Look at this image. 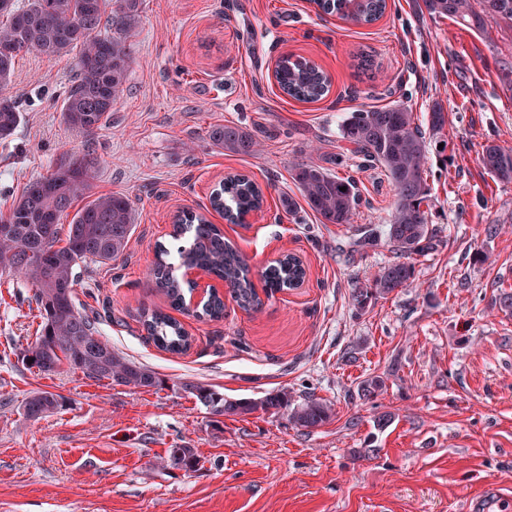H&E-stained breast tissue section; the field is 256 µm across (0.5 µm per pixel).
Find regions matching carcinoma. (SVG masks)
<instances>
[{"label":"carcinoma","mask_w":512,"mask_h":512,"mask_svg":"<svg viewBox=\"0 0 512 512\" xmlns=\"http://www.w3.org/2000/svg\"><path fill=\"white\" fill-rule=\"evenodd\" d=\"M428 14L448 15L474 29L487 21H512V0H499L495 15L492 0H422ZM143 0H25L0 12V140L10 138L21 123L18 96L12 91L17 57L37 51L48 57L78 50L77 74L62 99L63 120L85 137L84 149L61 157L47 174L33 179L20 199L5 215L0 214V278L24 275L32 280L33 301L41 317L35 342L25 350L23 361L43 374L62 366L81 372L93 381L108 380L117 385L153 388L161 383L153 370L136 364L99 336L96 321L81 312L76 303L81 265H108L124 254L134 232L133 209L121 194H100L78 208L66 236L61 220L78 199L91 192L98 172L94 145L112 116V109L124 91L133 61V32L138 27ZM318 9L357 25L371 24L386 10V0H318ZM276 82L283 94L294 100L314 102L329 92L327 74L314 62L287 55L279 59ZM212 144L239 156L258 152L254 136L238 125L213 126L207 131ZM341 138L355 157L376 163L396 190V202L385 234L396 259L387 263L368 283H352V299L362 310L367 302L385 297L412 284L411 262L434 245L424 206L429 201L427 146L425 136L412 113L403 105L358 109L344 119ZM482 167L501 183H512V147L488 143L482 149ZM291 178L305 203L322 224H349L360 198L356 182L339 177L312 161L291 165ZM346 190H341V187ZM263 193L249 177L230 174L211 194L210 205L224 211L232 224L260 209ZM190 234V245L179 251L181 266L202 270L224 282L237 305L257 311L262 301L253 287L250 266L244 255L224 233L193 211L183 212L173 225L172 237ZM152 282L176 310L198 317L219 319L224 301L212 295L196 308L188 305L187 285L172 274L170 250L155 246ZM270 292L303 284L305 269L293 254H286L262 272ZM143 326L156 347L172 354L186 352L191 337L172 316L153 310L143 314ZM185 389L213 417L247 415L261 409L288 412L295 426L313 429L332 416L329 405L310 398L291 406L288 393L270 395L261 401L227 400L208 385L190 383ZM64 398L48 391L36 392L24 403V415L41 419L58 410ZM172 465L196 470L199 460L194 448H173Z\"/></svg>","instance_id":"obj_1"}]
</instances>
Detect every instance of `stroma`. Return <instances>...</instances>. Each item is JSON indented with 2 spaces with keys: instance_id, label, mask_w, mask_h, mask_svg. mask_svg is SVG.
<instances>
[{
  "instance_id": "35a3bbf8",
  "label": "stroma",
  "mask_w": 512,
  "mask_h": 512,
  "mask_svg": "<svg viewBox=\"0 0 512 512\" xmlns=\"http://www.w3.org/2000/svg\"><path fill=\"white\" fill-rule=\"evenodd\" d=\"M123 96L97 147L95 194L120 193L135 230L112 264H87L76 288L100 336L162 379L150 389L96 382L81 372L29 371L23 351L40 319L29 280H0V512H470L481 490L512 498V314L495 299L512 289V183L479 157L512 146V23L473 30L388 0L369 25L319 14L310 0H144ZM284 55L331 77L327 96L283 95L272 71ZM75 57L32 52L15 64L22 121L0 140V213L26 184L78 152L63 120ZM404 104L426 129L429 221L435 246L415 256V280L357 310L351 283L373 280L395 252L377 229L396 191L381 168L360 164L340 137L348 112ZM442 107L443 132L426 127ZM237 124L260 152L213 146L211 126ZM306 157L360 194L351 223H319L289 168ZM242 173L264 192L247 223L212 210L210 194ZM297 198L296 215L281 206ZM207 215L246 257L254 284L281 255L299 257L300 287L264 298L259 311L224 298V317L179 314L185 354L158 349L143 311L168 309L149 273L175 215ZM380 377L377 396L362 392ZM226 399L288 393L330 403L314 429L257 411L210 418L184 386ZM38 391L66 405L26 418ZM385 427H377L380 415ZM188 447L196 470L171 466Z\"/></svg>"
}]
</instances>
